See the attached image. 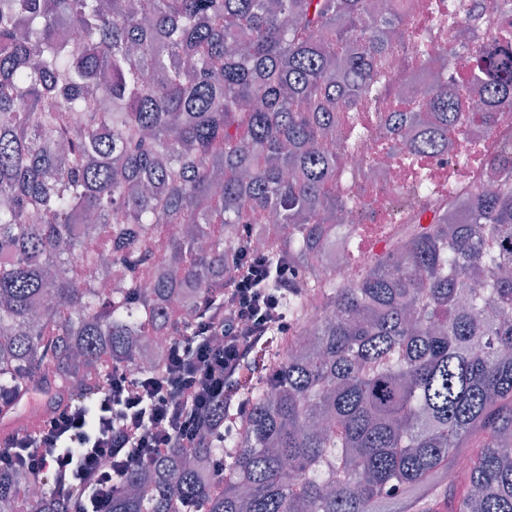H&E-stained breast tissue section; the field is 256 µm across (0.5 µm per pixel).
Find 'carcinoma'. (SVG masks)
<instances>
[{
    "instance_id": "cac0c4a2",
    "label": "carcinoma",
    "mask_w": 512,
    "mask_h": 512,
    "mask_svg": "<svg viewBox=\"0 0 512 512\" xmlns=\"http://www.w3.org/2000/svg\"><path fill=\"white\" fill-rule=\"evenodd\" d=\"M481 25L451 26L466 75L422 78L390 138L436 150L512 111V17L477 47ZM406 26L390 0H0L1 412L33 385L94 403L108 363L224 292L231 244L269 238L297 272L288 317L309 341L285 357L272 330L219 410L227 427L247 404L244 423L193 466L175 448L134 470L110 512H512V156L356 281L323 266L354 249L326 140L387 91ZM104 257L118 292L81 283ZM314 304L333 316L307 330ZM28 483L0 471V512H76Z\"/></svg>"
}]
</instances>
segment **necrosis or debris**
<instances>
[{"mask_svg":"<svg viewBox=\"0 0 512 512\" xmlns=\"http://www.w3.org/2000/svg\"><path fill=\"white\" fill-rule=\"evenodd\" d=\"M410 14L409 40L389 51L383 67L390 84L409 83L424 69L436 70L448 58V31L439 29L442 15L466 19L469 12L491 13L490 0H406ZM408 96H385L380 109L363 104L357 118L366 133L358 148L345 154L343 177L338 184L355 199L346 220L358 231L360 245L356 262L332 259L331 276L343 283L352 282L360 264L368 262L395 233L402 216L411 215L424 205L465 203L467 190L481 174L484 161L494 155L512 153V112L502 113L498 124L479 135L448 131L447 151L435 154L412 153L408 143L390 152L381 131L382 119L391 112L413 109ZM369 219H360L362 209Z\"/></svg>","mask_w":512,"mask_h":512,"instance_id":"4bbe7bcc","label":"necrosis or debris"}]
</instances>
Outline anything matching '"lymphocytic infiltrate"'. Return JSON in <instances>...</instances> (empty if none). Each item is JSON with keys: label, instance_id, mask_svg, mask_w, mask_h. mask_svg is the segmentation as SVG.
Instances as JSON below:
<instances>
[{"label": "lymphocytic infiltrate", "instance_id": "lymphocytic-infiltrate-1", "mask_svg": "<svg viewBox=\"0 0 512 512\" xmlns=\"http://www.w3.org/2000/svg\"><path fill=\"white\" fill-rule=\"evenodd\" d=\"M232 270L218 307L170 339L157 369L131 375L112 367L95 414L74 401L59 403L34 433L0 439V470L50 483L62 500L80 492L78 512H105L135 468L174 448L193 454L205 432L223 440L214 408L270 329L288 331L283 300L296 276L287 262L245 248L235 253Z\"/></svg>", "mask_w": 512, "mask_h": 512}]
</instances>
